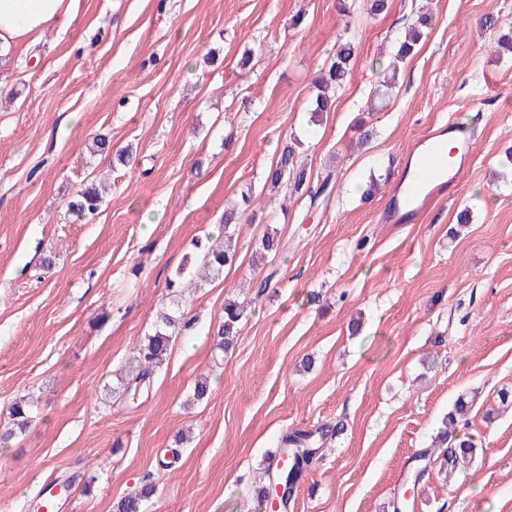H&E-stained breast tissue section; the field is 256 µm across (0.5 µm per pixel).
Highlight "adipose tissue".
Masks as SVG:
<instances>
[{
	"instance_id": "adipose-tissue-1",
	"label": "adipose tissue",
	"mask_w": 512,
	"mask_h": 512,
	"mask_svg": "<svg viewBox=\"0 0 512 512\" xmlns=\"http://www.w3.org/2000/svg\"><path fill=\"white\" fill-rule=\"evenodd\" d=\"M69 0H0V53L19 41L39 38L70 15Z\"/></svg>"
}]
</instances>
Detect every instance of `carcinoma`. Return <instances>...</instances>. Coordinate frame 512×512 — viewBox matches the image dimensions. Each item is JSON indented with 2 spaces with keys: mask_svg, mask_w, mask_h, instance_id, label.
<instances>
[{
  "mask_svg": "<svg viewBox=\"0 0 512 512\" xmlns=\"http://www.w3.org/2000/svg\"><path fill=\"white\" fill-rule=\"evenodd\" d=\"M430 15L421 13L416 21L408 28L403 41H401L394 54L396 62L401 63L414 54L418 42L424 35V30L429 28ZM356 48L350 41H346L336 47V52L329 67L322 71L315 80L317 90L314 107L309 112V122L319 126L323 122V115L331 110L332 98L330 92L344 86L351 71L352 60ZM298 141L289 140L285 142L279 152V158L266 177V184L271 188L283 186L290 192L299 193L307 190L311 202L325 194L331 182L332 175L325 176L319 188L309 186L308 173L305 168L298 165L296 160V145ZM102 204V196L95 188H87L80 192L77 197L68 203V208L74 209L83 214H95ZM242 216L239 205L229 206L224 212V225L221 234L224 241L206 248L200 256L185 261L175 273V277L168 281V287L175 290L180 287L182 279L192 273L194 267L202 269V277L212 279L218 277L224 267L230 266L236 259L237 248L235 240V229L233 226L238 223ZM281 240L275 233H266L260 242L259 251L262 258L275 257L279 254ZM251 302L244 300H228L224 303V316L217 329L218 346L220 349L229 350L237 338L239 326L248 306ZM189 325V319L182 314L176 315L172 312L165 313L161 320L156 323L152 334L146 336L140 343L137 355L129 373L120 379L119 386L113 389V393H123L132 390V385L147 386L150 378L164 361V357L173 339L179 335L182 328ZM30 404L21 399L10 405L8 409V420L4 422V431L0 434L8 441L18 433L26 431L30 421ZM284 452L291 459V465L282 470H271L264 468L265 483L260 490L261 499H266L268 488L272 480H279L288 484V498L282 500L283 512H288L291 496L299 487L303 476L310 467L313 459L318 453L313 441V434L302 431H292L283 436L281 440ZM434 447L440 449L439 456L441 463L437 469V476L448 478L458 468L473 463L477 448L474 444L464 438L456 436L453 432L446 430L440 432L439 442ZM153 492V485L147 484L142 491L134 496L124 498L117 502L115 512H139L142 498Z\"/></svg>",
  "mask_w": 512,
  "mask_h": 512,
  "instance_id": "1",
  "label": "carcinoma"
}]
</instances>
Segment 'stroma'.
<instances>
[{
  "label": "stroma",
  "instance_id": "35a3bbf8",
  "mask_svg": "<svg viewBox=\"0 0 512 512\" xmlns=\"http://www.w3.org/2000/svg\"><path fill=\"white\" fill-rule=\"evenodd\" d=\"M426 3L431 26L381 96ZM369 7L74 0L67 22L0 55V419L37 403L31 427L0 444V512H34L39 490L69 476L66 512H113L149 483L142 512H266L260 475L282 436L336 421L290 512H390L403 493L414 512H512V410L485 416L512 391V179L494 177L512 147V56L481 26H512V0ZM346 40L351 75L310 127L313 79ZM450 120L473 136L471 165L420 223H380L408 148ZM362 121L372 138L357 149ZM100 133L138 165L92 152ZM292 136L311 186L333 172L331 193L313 204L280 190L237 224L235 265L175 298L167 282L194 242L218 238L243 191L261 193ZM95 179L109 184L100 210L69 214ZM270 230L283 248L253 266ZM267 276L233 350H215L225 299ZM175 303L189 327L147 389L113 399L116 372ZM471 391L455 432L479 447L473 467L447 485L413 481Z\"/></svg>",
  "mask_w": 512,
  "mask_h": 512
}]
</instances>
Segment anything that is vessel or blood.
I'll list each match as a JSON object with an SVG mask.
<instances>
[{"mask_svg":"<svg viewBox=\"0 0 512 512\" xmlns=\"http://www.w3.org/2000/svg\"><path fill=\"white\" fill-rule=\"evenodd\" d=\"M473 152V142L458 136L453 123L430 126L407 153V169L381 212L380 222L417 223L439 190L456 181Z\"/></svg>","mask_w":512,"mask_h":512,"instance_id":"b4317fda","label":"vessel or blood"}]
</instances>
